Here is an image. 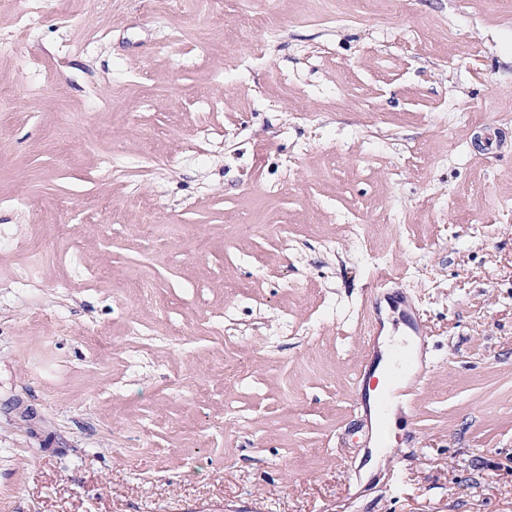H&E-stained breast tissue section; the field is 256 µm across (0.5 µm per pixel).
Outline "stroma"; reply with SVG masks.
Returning <instances> with one entry per match:
<instances>
[{"label": "stroma", "instance_id": "obj_1", "mask_svg": "<svg viewBox=\"0 0 512 512\" xmlns=\"http://www.w3.org/2000/svg\"><path fill=\"white\" fill-rule=\"evenodd\" d=\"M25 2L0 512H512V0ZM381 269L434 363L392 437L352 406Z\"/></svg>", "mask_w": 512, "mask_h": 512}]
</instances>
